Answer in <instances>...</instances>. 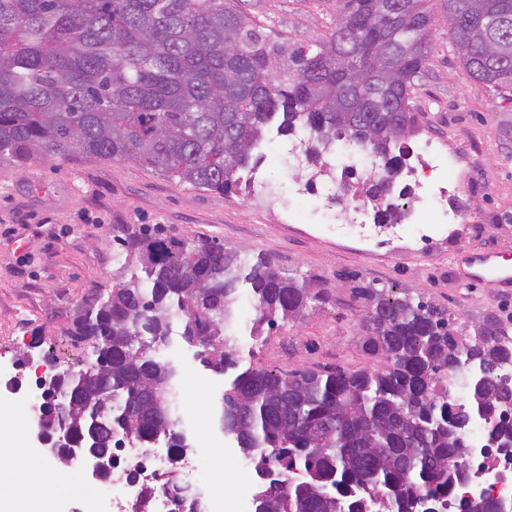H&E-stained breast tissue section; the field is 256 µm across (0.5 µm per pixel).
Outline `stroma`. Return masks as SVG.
<instances>
[{
    "mask_svg": "<svg viewBox=\"0 0 512 512\" xmlns=\"http://www.w3.org/2000/svg\"><path fill=\"white\" fill-rule=\"evenodd\" d=\"M340 0H242L241 9L269 40L312 45L336 22ZM434 21L428 57L411 106L419 131L455 154L448 179L449 206L461 224H367L333 228L300 224L293 206H325L324 181L309 170L267 164L266 182L227 194L179 186L128 161L76 157L0 163V411L14 413L36 400L30 363L52 355L59 369L86 368L91 343L67 334L71 316L92 293L108 294L120 264L112 238L116 224H159L176 237L206 236L226 246L269 255L298 277L333 288L335 306L313 308L281 326L257 351L258 367L276 372L312 364H354L360 358L357 313L349 307L351 278L395 293L422 296L447 311L456 326L512 316V289L475 285L464 277L469 251L512 253V96L481 86L463 72L441 0H431ZM308 194L293 202L289 188ZM180 368L203 372L188 419L210 420L224 390L223 376L203 371L196 347L181 336L152 350ZM20 392H13L14 380Z\"/></svg>",
    "mask_w": 512,
    "mask_h": 512,
    "instance_id": "35a3bbf8",
    "label": "stroma"
}]
</instances>
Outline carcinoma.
<instances>
[{"mask_svg": "<svg viewBox=\"0 0 512 512\" xmlns=\"http://www.w3.org/2000/svg\"><path fill=\"white\" fill-rule=\"evenodd\" d=\"M429 2L344 0L329 37L307 49L267 42L238 0H0V162L128 160L224 194L251 186L271 136L302 132L309 164L326 167L341 143L369 153L381 175L363 181L359 200L395 223L406 213L394 188L417 130L410 102ZM443 3L466 76L511 93L512 0ZM112 234V291L86 298L67 330L94 341L96 359L63 372L70 397L40 414L48 429L86 431L79 397L93 395L100 418L135 444L160 436L182 453L181 373L150 355L153 337L179 322L200 364L224 376L212 426L254 465V512H478L458 497L472 475L470 428L448 432V379H464L473 423L512 437V393L490 392L465 367L472 358L502 374L512 319L458 336L435 304L356 285L363 362L273 373L244 365L239 337L259 345L280 323L336 303L333 289L207 237L130 224Z\"/></svg>", "mask_w": 512, "mask_h": 512, "instance_id": "1", "label": "carcinoma"}]
</instances>
